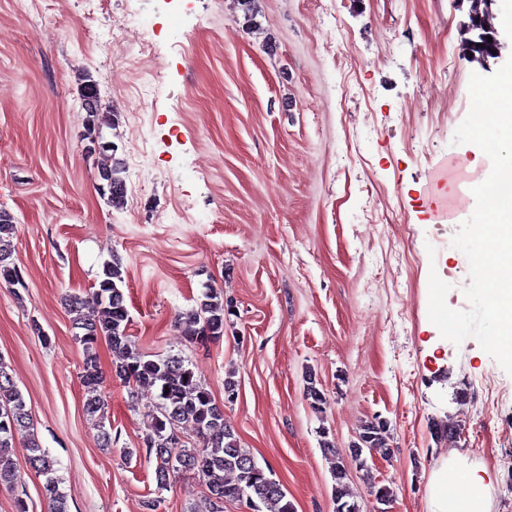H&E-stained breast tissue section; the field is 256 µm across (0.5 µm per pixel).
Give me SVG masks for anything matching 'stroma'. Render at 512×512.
Wrapping results in <instances>:
<instances>
[{
	"mask_svg": "<svg viewBox=\"0 0 512 512\" xmlns=\"http://www.w3.org/2000/svg\"><path fill=\"white\" fill-rule=\"evenodd\" d=\"M0 0V208L22 285L0 282V360L38 440L57 461L69 512H211L202 475L157 491L138 455L157 391L127 386L97 353L104 427L84 410L83 351L68 296L91 297L118 254L127 332L151 358L181 356L242 447L295 512H335L332 441L348 452L373 416L387 451L349 464L361 512H429L428 482L451 450L481 464L491 512H512V375L475 338L453 343L428 317L429 275L469 304L450 209L491 172L453 144L478 71L462 49L457 0ZM134 21L151 50L130 53ZM97 84L105 141L127 193L104 198L86 152L79 83ZM213 286L232 308L224 335L186 342L175 320ZM233 375L238 397L224 401ZM315 385L327 399L315 412ZM461 430L457 445L436 425ZM109 431L113 449L102 446ZM133 456H126V449ZM0 487V512H50L41 477ZM392 488L377 503L371 483Z\"/></svg>",
	"mask_w": 512,
	"mask_h": 512,
	"instance_id": "stroma-1",
	"label": "stroma"
}]
</instances>
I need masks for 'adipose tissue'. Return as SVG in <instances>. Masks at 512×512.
I'll list each match as a JSON object with an SVG mask.
<instances>
[{"mask_svg":"<svg viewBox=\"0 0 512 512\" xmlns=\"http://www.w3.org/2000/svg\"><path fill=\"white\" fill-rule=\"evenodd\" d=\"M430 503L431 512H491L492 485L481 468L456 452L432 472Z\"/></svg>","mask_w":512,"mask_h":512,"instance_id":"ef3b65f1","label":"adipose tissue"}]
</instances>
